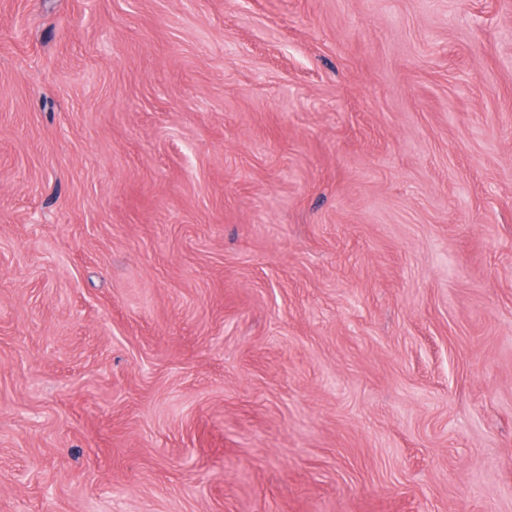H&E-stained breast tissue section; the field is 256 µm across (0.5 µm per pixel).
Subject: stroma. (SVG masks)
Segmentation results:
<instances>
[{
    "mask_svg": "<svg viewBox=\"0 0 512 512\" xmlns=\"http://www.w3.org/2000/svg\"><path fill=\"white\" fill-rule=\"evenodd\" d=\"M0 512H512V0H0Z\"/></svg>",
    "mask_w": 512,
    "mask_h": 512,
    "instance_id": "35a3bbf8",
    "label": "stroma"
}]
</instances>
